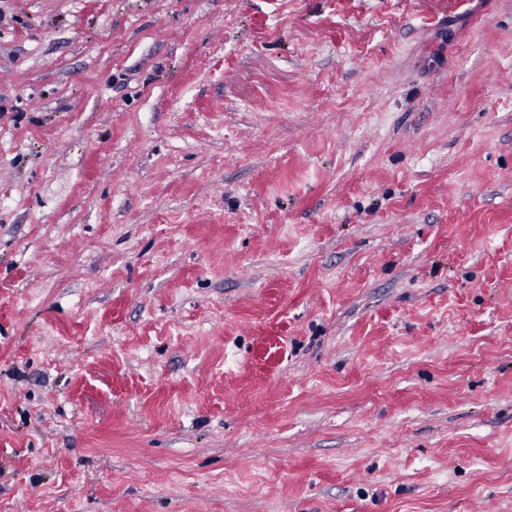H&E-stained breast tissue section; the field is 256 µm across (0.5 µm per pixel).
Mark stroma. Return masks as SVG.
<instances>
[{
    "label": "stroma",
    "instance_id": "stroma-1",
    "mask_svg": "<svg viewBox=\"0 0 512 512\" xmlns=\"http://www.w3.org/2000/svg\"><path fill=\"white\" fill-rule=\"evenodd\" d=\"M512 512V0H0V512Z\"/></svg>",
    "mask_w": 512,
    "mask_h": 512
}]
</instances>
